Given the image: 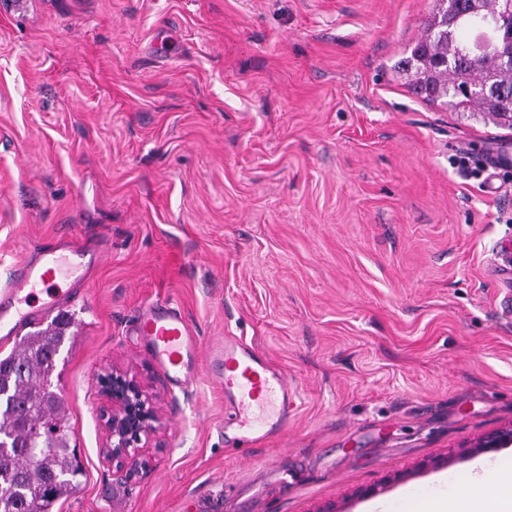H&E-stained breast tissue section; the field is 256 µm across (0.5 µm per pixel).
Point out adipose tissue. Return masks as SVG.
<instances>
[{"label": "adipose tissue", "mask_w": 512, "mask_h": 512, "mask_svg": "<svg viewBox=\"0 0 512 512\" xmlns=\"http://www.w3.org/2000/svg\"><path fill=\"white\" fill-rule=\"evenodd\" d=\"M492 482L495 491L482 490ZM440 488L434 492L409 491L403 499L388 505L370 506L368 512H512V460L503 459L491 467L481 468L466 493L451 490L447 478H440Z\"/></svg>", "instance_id": "ef3b65f1"}]
</instances>
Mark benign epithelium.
<instances>
[{"label":"benign epithelium","instance_id":"obj_1","mask_svg":"<svg viewBox=\"0 0 512 512\" xmlns=\"http://www.w3.org/2000/svg\"><path fill=\"white\" fill-rule=\"evenodd\" d=\"M104 401L101 421L106 435V455L117 469L131 476L138 471L140 449L158 432L160 415L156 402L130 370L114 366L98 375ZM512 445V427L479 437L471 450L487 452Z\"/></svg>","mask_w":512,"mask_h":512}]
</instances>
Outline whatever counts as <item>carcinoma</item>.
Wrapping results in <instances>:
<instances>
[{"label":"carcinoma","mask_w":512,"mask_h":512,"mask_svg":"<svg viewBox=\"0 0 512 512\" xmlns=\"http://www.w3.org/2000/svg\"><path fill=\"white\" fill-rule=\"evenodd\" d=\"M499 32V52L470 60L472 40L459 31ZM512 30L504 0H436V13L423 36L397 68L413 72L411 90L429 102L442 100L459 112H484L512 129ZM71 320L58 314L50 327L25 336L0 359V512H52L78 487L83 475L76 448L70 445L67 410L53 389L55 358ZM39 451L29 446L36 433Z\"/></svg>","instance_id":"obj_1"}]
</instances>
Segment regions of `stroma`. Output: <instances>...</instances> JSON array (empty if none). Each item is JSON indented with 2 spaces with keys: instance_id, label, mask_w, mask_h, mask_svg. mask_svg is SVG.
<instances>
[{
  "instance_id": "stroma-1",
  "label": "stroma",
  "mask_w": 512,
  "mask_h": 512,
  "mask_svg": "<svg viewBox=\"0 0 512 512\" xmlns=\"http://www.w3.org/2000/svg\"><path fill=\"white\" fill-rule=\"evenodd\" d=\"M435 0H0V283L61 238L101 250L53 375L84 474L54 512H365L512 425V130L410 92ZM179 307L298 392L226 453L224 392L175 387L135 331ZM159 397L134 477L97 376ZM376 495L362 496V489Z\"/></svg>"
}]
</instances>
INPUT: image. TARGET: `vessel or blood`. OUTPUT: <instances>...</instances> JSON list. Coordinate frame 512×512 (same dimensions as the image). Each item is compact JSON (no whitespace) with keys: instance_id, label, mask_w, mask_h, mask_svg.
I'll list each match as a JSON object with an SVG mask.
<instances>
[{"instance_id":"vessel-or-blood-1","label":"vessel or blood","mask_w":512,"mask_h":512,"mask_svg":"<svg viewBox=\"0 0 512 512\" xmlns=\"http://www.w3.org/2000/svg\"><path fill=\"white\" fill-rule=\"evenodd\" d=\"M80 254L81 245L66 240L63 247L42 249L20 262L12 276L0 284V326L17 331L25 323L60 310L70 298L59 287L60 279L84 285V274L68 265L62 249ZM137 330L156 363L180 387L194 384L198 376L199 341L184 313L168 304L144 306ZM211 363L222 367L218 384L224 391L226 408L234 414V440L260 445L288 426L297 393L281 371L253 347L228 337L209 353Z\"/></svg>"}]
</instances>
